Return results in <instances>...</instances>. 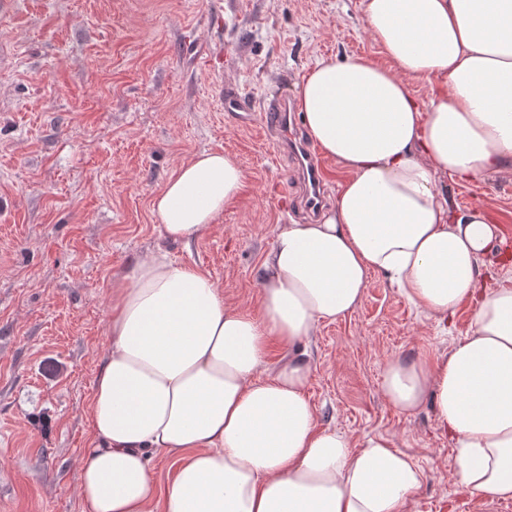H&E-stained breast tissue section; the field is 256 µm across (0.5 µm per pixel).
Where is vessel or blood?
<instances>
[{
    "mask_svg": "<svg viewBox=\"0 0 512 512\" xmlns=\"http://www.w3.org/2000/svg\"><path fill=\"white\" fill-rule=\"evenodd\" d=\"M224 110L237 125L260 124L265 138L276 140L291 159L292 171L301 186V210L319 212L326 203L325 163L315 146L306 141L290 101L276 94L256 103L235 88L226 89Z\"/></svg>",
    "mask_w": 512,
    "mask_h": 512,
    "instance_id": "1",
    "label": "vessel or blood"
}]
</instances>
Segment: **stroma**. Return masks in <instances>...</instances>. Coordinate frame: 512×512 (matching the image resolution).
<instances>
[{
	"mask_svg": "<svg viewBox=\"0 0 512 512\" xmlns=\"http://www.w3.org/2000/svg\"><path fill=\"white\" fill-rule=\"evenodd\" d=\"M361 0H10L0 9V512H83L88 406L110 336L113 284L157 251L254 304L280 224H303L291 164L224 115L226 85L294 95L315 62L381 61ZM198 55L186 52V43ZM224 151L242 194L190 244L163 239L153 198L192 156ZM512 244V169L440 184ZM373 275L361 304L306 344L317 423L384 436L425 473L408 512H497L462 492L453 442L425 408L382 390L396 357L436 356L470 331Z\"/></svg>",
	"mask_w": 512,
	"mask_h": 512,
	"instance_id": "stroma-1",
	"label": "stroma"
}]
</instances>
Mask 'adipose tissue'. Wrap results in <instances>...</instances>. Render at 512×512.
<instances>
[{
	"mask_svg": "<svg viewBox=\"0 0 512 512\" xmlns=\"http://www.w3.org/2000/svg\"><path fill=\"white\" fill-rule=\"evenodd\" d=\"M361 8L384 64L320 58L295 95L310 139L344 171L336 202L320 221L277 226L256 306L225 301L209 273L163 254L113 287L85 512H405L424 472L386 437L319 427L300 349L355 310L376 273L443 323L471 304L470 335L430 361L389 360L383 394L406 414L431 408L463 491L512 500V287L478 285L479 259L504 238L438 187L512 167V0ZM245 185L234 157L203 152L152 209L166 237L188 243ZM273 340L288 356L263 377ZM157 452L177 464L165 486L150 471Z\"/></svg>",
	"mask_w": 512,
	"mask_h": 512,
	"instance_id": "ef3b65f1",
	"label": "adipose tissue"
}]
</instances>
